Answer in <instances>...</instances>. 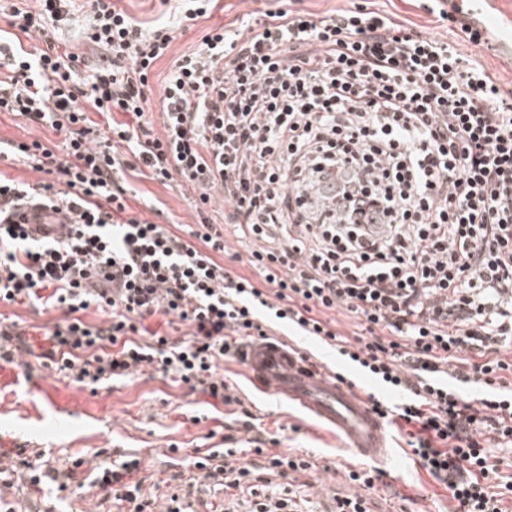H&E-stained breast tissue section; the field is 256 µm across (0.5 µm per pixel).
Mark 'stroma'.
I'll list each match as a JSON object with an SVG mask.
<instances>
[{"label":"stroma","instance_id":"obj_1","mask_svg":"<svg viewBox=\"0 0 512 512\" xmlns=\"http://www.w3.org/2000/svg\"><path fill=\"white\" fill-rule=\"evenodd\" d=\"M367 0H218L210 18L176 21L162 0H120L121 8L136 20L175 22L174 40L168 57L159 61L149 77L150 109H157L164 74L172 58L195 48L213 26L237 18L268 12L309 11L332 14L340 8L366 6ZM381 9L408 17L424 33L445 36L448 23L438 12L439 0H380ZM88 8L86 0H71L69 13L56 31L61 50L74 53L86 65L97 57L83 37ZM141 197L132 201L135 211L146 204H160L165 214L184 224L195 223L191 207L194 192L186 186L167 188L148 180H135ZM0 315L15 319L28 329L35 352L48 349L46 328L60 318L57 311L26 304H0ZM226 380L238 386L245 403L261 421L279 450L306 453L319 468L308 475L323 502L334 493L349 492L343 470L357 458L332 431L275 395L258 390L244 363L224 364ZM230 407L203 392H189L173 379L137 374L112 381L98 393L70 382L62 374L39 365L25 367L0 361V462L11 463L18 449H45L53 465L67 466L75 458L93 459L96 452H134L145 468L166 478L194 449L223 444L224 427L233 423ZM381 480L373 490V512H448L452 502L443 485L433 480L409 453L394 448L389 463L381 465ZM0 500L16 512H101L95 497L56 499L51 493H34L22 483L0 489Z\"/></svg>","mask_w":512,"mask_h":512}]
</instances>
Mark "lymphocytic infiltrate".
Returning a JSON list of instances; mask_svg holds the SVG:
<instances>
[{"label":"lymphocytic infiltrate","instance_id":"1","mask_svg":"<svg viewBox=\"0 0 512 512\" xmlns=\"http://www.w3.org/2000/svg\"><path fill=\"white\" fill-rule=\"evenodd\" d=\"M67 0L13 8L39 51L0 42V112L45 127L61 150L35 140L0 150L42 179L0 178V303L60 311L44 367L96 387L147 368L227 405L242 399L218 368L232 340L289 330L356 363L380 386L368 393L386 424L406 428L418 464L459 512H506L512 495V87L480 58L410 20L365 7L321 16L268 13L210 28L173 59L160 120H146L149 73L173 41L168 24L144 26L114 0H89L85 39L98 64L60 52L50 27ZM440 18L476 45L497 35L469 0ZM125 114L100 128L94 114ZM190 186L197 224L154 222L129 201L132 181ZM224 214L208 212L214 196ZM33 207L62 237L36 239L14 221ZM233 231L242 252L229 253ZM245 261L249 274L232 265ZM94 311L103 324L86 322ZM355 321L338 330L333 312ZM184 326L181 337L147 319ZM254 460L238 437L197 453L169 481L165 512H189L196 486L223 493L207 512H319L291 480L314 463L269 452L247 420ZM32 488L95 495L121 512H156L141 459L99 452L57 468L18 462ZM280 484H273V477ZM378 469L347 472L353 494L329 512H371Z\"/></svg>","mask_w":512,"mask_h":512}]
</instances>
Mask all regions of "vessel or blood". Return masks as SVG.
<instances>
[{
    "instance_id": "vessel-or-blood-1",
    "label": "vessel or blood",
    "mask_w": 512,
    "mask_h": 512,
    "mask_svg": "<svg viewBox=\"0 0 512 512\" xmlns=\"http://www.w3.org/2000/svg\"><path fill=\"white\" fill-rule=\"evenodd\" d=\"M242 351L256 387L309 412L334 429L355 454L379 462L388 458L390 430L359 388L336 382L311 359L276 342H249Z\"/></svg>"
}]
</instances>
